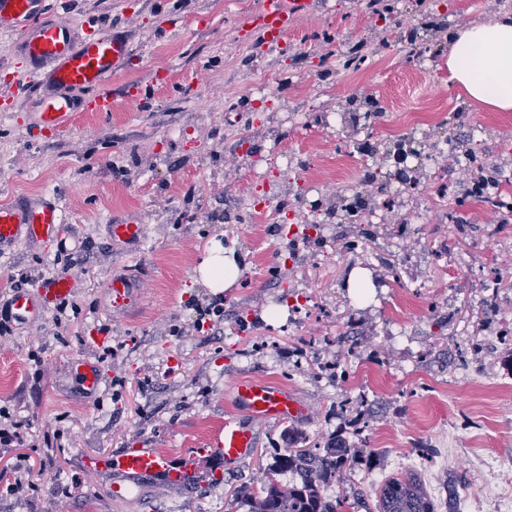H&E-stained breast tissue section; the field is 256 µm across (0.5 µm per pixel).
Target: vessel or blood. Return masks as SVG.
<instances>
[{
	"mask_svg": "<svg viewBox=\"0 0 512 512\" xmlns=\"http://www.w3.org/2000/svg\"><path fill=\"white\" fill-rule=\"evenodd\" d=\"M310 4L311 0H264L254 26L268 46H283ZM0 34L12 35L9 53L22 60L36 90L32 114L35 130L56 134L71 124L75 113L111 111L108 82L131 53L129 41L120 33L109 27L80 31L66 20L62 9L50 7L48 0H0ZM80 91L87 92V99H77ZM64 223L58 201L49 195L24 196L1 205L0 251L21 242L66 245ZM107 234L116 244L135 243L144 235V222L130 215L108 225ZM75 288L66 273L45 277L35 288H14L0 301V323L20 329L34 326L52 305L71 297ZM139 288L132 277H112L104 294L107 312L127 310L136 302ZM68 372L86 398H95L102 383L98 364L77 357L69 361ZM235 403L246 413V420L225 418L206 447L187 448L175 455L147 444L124 449L115 456L86 455L81 464L86 471L106 475L110 495L119 499L148 479L173 489H191L199 482L201 459L228 465L250 452L254 446L253 422L300 418L306 413L288 390L248 379L236 384Z\"/></svg>",
	"mask_w": 512,
	"mask_h": 512,
	"instance_id": "b4317fda",
	"label": "vessel or blood"
}]
</instances>
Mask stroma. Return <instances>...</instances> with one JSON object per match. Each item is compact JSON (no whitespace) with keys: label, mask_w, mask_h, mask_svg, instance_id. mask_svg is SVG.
<instances>
[{"label":"stroma","mask_w":512,"mask_h":512,"mask_svg":"<svg viewBox=\"0 0 512 512\" xmlns=\"http://www.w3.org/2000/svg\"><path fill=\"white\" fill-rule=\"evenodd\" d=\"M262 4L70 0L74 25L115 27L134 51L112 76L111 111L77 113L52 135L33 129L35 90L0 35V205L56 193L83 243L62 319L0 326V409L23 424L0 444V512L57 501L62 512H229L287 427L362 455L328 489L352 496L345 512H366L356 491L402 472L437 512H497L482 463L512 456V212L470 195L463 156L485 149L512 185V112L471 101L447 65L456 31L499 16L496 0H391L387 21L368 0H312L284 50L251 24ZM400 31L437 39L436 52L410 54ZM356 43L360 68H337L336 49ZM254 73L264 93L247 90ZM452 112L463 118L438 176L429 144ZM400 138L416 181L371 196L365 168L398 169ZM356 195L373 222L351 253L343 243L358 227L335 204ZM130 213L145 219L143 242L110 244L107 224ZM217 246L239 270L219 295L197 275ZM57 254L53 243L0 252V300L60 271ZM357 269L373 284L365 300L348 288ZM124 274L144 297L108 314L104 291ZM216 301L223 318L198 323ZM75 357L101 365L94 399L66 377ZM241 379L288 389L307 413L255 424L254 448L208 486L147 481L114 499L82 469L83 455L146 440L174 454L203 447L235 412ZM19 455L30 473L14 470Z\"/></svg>","instance_id":"1"}]
</instances>
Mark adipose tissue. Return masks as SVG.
<instances>
[{
  "label": "adipose tissue",
  "instance_id": "1",
  "mask_svg": "<svg viewBox=\"0 0 512 512\" xmlns=\"http://www.w3.org/2000/svg\"><path fill=\"white\" fill-rule=\"evenodd\" d=\"M448 69L474 101L512 110V16L490 19L457 31Z\"/></svg>",
  "mask_w": 512,
  "mask_h": 512
}]
</instances>
